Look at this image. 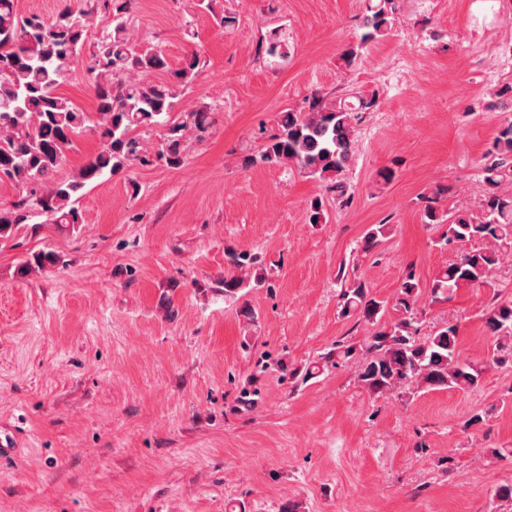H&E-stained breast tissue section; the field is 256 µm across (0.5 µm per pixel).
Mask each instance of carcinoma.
<instances>
[{"label": "carcinoma", "mask_w": 512, "mask_h": 512, "mask_svg": "<svg viewBox=\"0 0 512 512\" xmlns=\"http://www.w3.org/2000/svg\"><path fill=\"white\" fill-rule=\"evenodd\" d=\"M127 6L125 0L119 4L116 0H92L77 14L65 6L46 18L21 15L18 0H0V179L11 180L19 189L12 207L0 210L1 238L36 216H45L53 224L78 227L83 217L75 202L87 183L134 161L150 163L141 131L168 121L177 105V88L191 84L199 59L191 55L173 71L162 52L136 51L127 27ZM99 11L112 15V27L102 32L85 58L82 49L86 35ZM399 14L400 0L369 4L360 45L385 36ZM79 62L85 63L95 92L94 116L58 92ZM152 73L169 74L173 81L140 79ZM357 101L356 106L341 102L326 106L314 99L305 112L281 113L278 131L269 137L261 153L247 157L244 165L291 163L309 177L331 182V189L344 195L337 176L353 154L355 113L370 109L376 98L359 96ZM207 121L208 113L198 109L185 114V120L170 124L157 158L171 167L180 166L184 131L190 125L203 129ZM89 129L100 140L97 153L77 176L56 178L73 137ZM484 158L481 217L464 210L451 209L445 214L434 206L449 194L447 186L437 188L426 206L425 223L447 224L442 235L445 244L473 239L484 242L480 249L461 252L428 283L434 299H448L455 288L487 283L501 260L499 243L512 240V194L499 192L502 182L512 180V121L500 126ZM386 235V225H372L364 235L363 250L372 251ZM225 261L230 270L241 271L251 265L252 258L246 252L227 249ZM422 288L415 272L409 270L391 304L374 297L361 281L341 294L346 316L376 323L390 310L396 314L390 325L382 326L365 344L359 380L373 393L409 382L431 390L463 392L480 384L481 369L460 360L457 326L444 327L426 339L416 336L414 319ZM484 327L497 339L494 361L500 366L512 365V301L495 303L484 317Z\"/></svg>", "instance_id": "obj_1"}]
</instances>
